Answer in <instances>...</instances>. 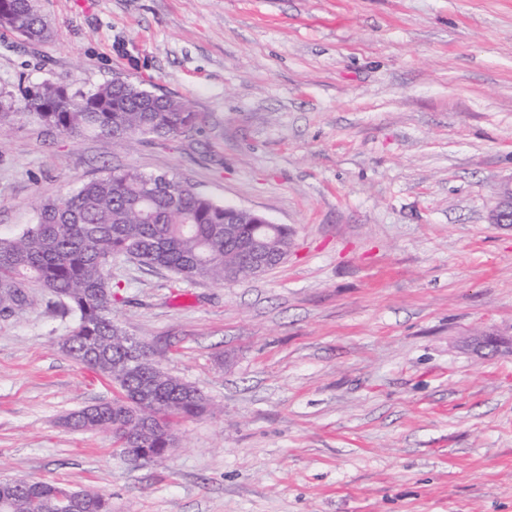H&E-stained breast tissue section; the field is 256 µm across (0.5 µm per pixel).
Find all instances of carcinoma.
Returning a JSON list of instances; mask_svg holds the SVG:
<instances>
[{
    "label": "carcinoma",
    "mask_w": 512,
    "mask_h": 512,
    "mask_svg": "<svg viewBox=\"0 0 512 512\" xmlns=\"http://www.w3.org/2000/svg\"><path fill=\"white\" fill-rule=\"evenodd\" d=\"M0 26L27 41L50 35L34 0H5ZM40 86L47 112L38 111L34 85L19 100L0 96V136L18 115L35 116L64 134L90 131L114 145L133 133L166 140L195 129L200 121L189 101L120 80L64 95L56 94L54 82ZM254 244L284 254L290 231L262 224L245 211L226 224L223 204L173 175L115 169L72 193L40 201L36 223L0 235V317L31 304V282L44 296L66 301L63 314L74 328L60 349L115 384L120 396L72 412L64 424L73 430H109L116 447L151 448L149 462H159L166 458L161 449L176 445V423L204 413L208 402L152 360L132 363L125 331L112 319V260L126 257L187 281L222 285L247 280L244 263ZM64 491L43 481H0V512H51ZM77 493L83 512H112L106 495L86 489Z\"/></svg>",
    "instance_id": "carcinoma-1"
}]
</instances>
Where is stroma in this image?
Returning a JSON list of instances; mask_svg holds the SVG:
<instances>
[{"label":"stroma","mask_w":512,"mask_h":512,"mask_svg":"<svg viewBox=\"0 0 512 512\" xmlns=\"http://www.w3.org/2000/svg\"><path fill=\"white\" fill-rule=\"evenodd\" d=\"M0 27V93L120 77L203 120L120 145L15 120L0 232L115 168L288 225L238 283L112 262V317L210 410L160 463L70 412L112 400L44 297L0 319V478L112 512H512V0H37ZM0 26L27 41H41L50 35L34 0H6L5 11L0 13Z\"/></svg>","instance_id":"35a3bbf8"}]
</instances>
